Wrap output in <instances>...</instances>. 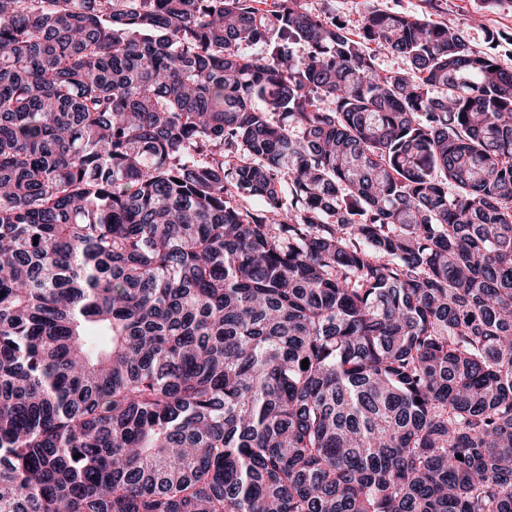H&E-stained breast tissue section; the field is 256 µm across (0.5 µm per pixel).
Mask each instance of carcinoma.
<instances>
[{"label":"carcinoma","mask_w":512,"mask_h":512,"mask_svg":"<svg viewBox=\"0 0 512 512\" xmlns=\"http://www.w3.org/2000/svg\"><path fill=\"white\" fill-rule=\"evenodd\" d=\"M494 66L427 17L0 0V512H512Z\"/></svg>","instance_id":"1"}]
</instances>
